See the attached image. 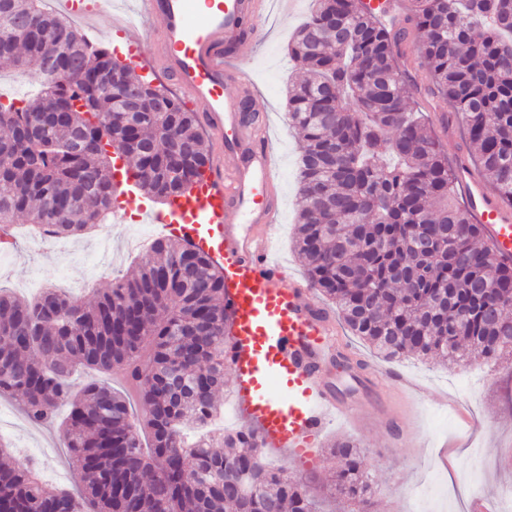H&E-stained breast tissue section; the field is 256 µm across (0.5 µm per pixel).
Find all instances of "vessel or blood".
I'll use <instances>...</instances> for the list:
<instances>
[{
    "label": "vessel or blood",
    "mask_w": 512,
    "mask_h": 512,
    "mask_svg": "<svg viewBox=\"0 0 512 512\" xmlns=\"http://www.w3.org/2000/svg\"><path fill=\"white\" fill-rule=\"evenodd\" d=\"M57 2L61 13L85 25L105 16L130 44L151 46L150 54L131 55L132 68L162 72L202 115L212 144L209 167L189 197L151 213L150 220L224 263V301L233 318L224 363L247 423L258 428L266 447L301 452L307 437L333 420L358 422L360 406L340 400L326 377L330 350L340 339L334 322L319 310L309 283L286 282L274 256L280 175L264 121L248 122L242 110L252 84L237 62L247 41L243 21L263 19L264 0H134L136 12L154 23L139 32L115 18L114 0ZM232 87L240 97L228 96ZM453 176L472 221L497 256L512 262V209L466 158H458Z\"/></svg>",
    "instance_id": "b4317fda"
}]
</instances>
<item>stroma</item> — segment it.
<instances>
[{
    "instance_id": "stroma-1",
    "label": "stroma",
    "mask_w": 512,
    "mask_h": 512,
    "mask_svg": "<svg viewBox=\"0 0 512 512\" xmlns=\"http://www.w3.org/2000/svg\"><path fill=\"white\" fill-rule=\"evenodd\" d=\"M311 0H296L294 6L273 4L257 41L244 44L240 53L252 69L256 91L250 102L267 116L275 161L281 174V212L272 229L278 260L287 276L301 279L305 270L294 249L296 225L298 136L288 124L287 90L295 67L288 57V44L295 30L307 19ZM419 108L426 112L449 160L466 153L463 128L443 100L419 96ZM120 200L122 223L112 227V249L119 262L112 267L93 268L99 251V231L88 234L38 240L19 234L5 261L0 262V286L20 296L29 289L48 284L77 299L89 296L90 289L106 287L113 277L132 271L141 255L133 242L156 232L155 225L139 221L148 203L134 182H122ZM342 339L351 352L367 366L392 371L416 381L419 391L401 390L384 379L381 391L362 394L347 373L332 371L331 381L339 388H351L364 398L365 416L361 426L336 422L317 437H309V454L284 460L280 451L266 456L289 471L313 475L318 486H326L337 466L327 453L340 437L357 441L372 476L375 512H408V493L434 471L467 482L471 462L465 447L478 436L484 472L472 493L493 501L500 487L512 485V365L505 361L481 359L446 365L435 359L413 357L386 360L349 331ZM410 435L415 453L396 447L397 433ZM0 437L9 440L18 457L39 463L44 481L52 487L76 490L81 485L78 472L67 461L58 430L29 423L17 404L0 399Z\"/></svg>"
}]
</instances>
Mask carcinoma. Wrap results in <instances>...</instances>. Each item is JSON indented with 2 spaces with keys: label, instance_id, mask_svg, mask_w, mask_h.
<instances>
[{
  "label": "carcinoma",
  "instance_id": "cac0c4a2",
  "mask_svg": "<svg viewBox=\"0 0 512 512\" xmlns=\"http://www.w3.org/2000/svg\"><path fill=\"white\" fill-rule=\"evenodd\" d=\"M38 2L0 0V67L35 62L40 86L33 99L0 103V224L23 216L70 237L107 223L114 153L132 161L149 199L190 195L209 164L198 113L156 86L142 94L140 120L122 125L112 79L153 80ZM314 2L288 46L304 72L287 107L299 136L294 247L308 281L386 359L511 353L512 264L456 201L448 156L417 115L420 89L398 56L415 34L427 91L448 102L478 175L512 208V0H411V29L398 32L365 0ZM425 237L429 248L419 247ZM224 292V267L168 237L88 303L0 287V397L35 425L68 406L59 431L83 482L77 495L49 490L37 463L8 460L0 438V512H319L314 477L270 465L255 429L185 438L206 426L224 388ZM80 368L123 371L144 414L108 385L75 382ZM330 454L341 462L330 488L339 508L372 512L358 444L338 440ZM244 479L250 490L238 495Z\"/></svg>",
  "mask_w": 512,
  "mask_h": 512
}]
</instances>
